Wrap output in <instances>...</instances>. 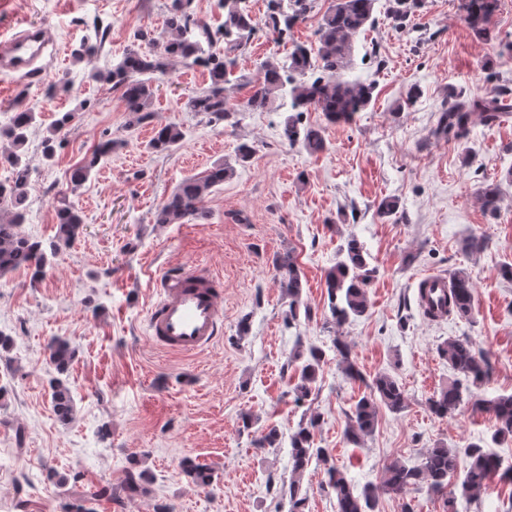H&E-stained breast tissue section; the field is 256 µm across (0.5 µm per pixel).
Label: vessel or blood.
I'll use <instances>...</instances> for the list:
<instances>
[{
  "mask_svg": "<svg viewBox=\"0 0 512 512\" xmlns=\"http://www.w3.org/2000/svg\"><path fill=\"white\" fill-rule=\"evenodd\" d=\"M50 43L48 31L31 26L0 42V74L38 79L40 64ZM423 307L435 308L448 292V279L427 275L420 279ZM157 297L148 311L147 330L161 349L196 354L211 348L224 326V281L221 276L197 267H184L164 274L156 284Z\"/></svg>",
  "mask_w": 512,
  "mask_h": 512,
  "instance_id": "vessel-or-blood-1",
  "label": "vessel or blood"
}]
</instances>
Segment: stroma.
<instances>
[{
	"mask_svg": "<svg viewBox=\"0 0 512 512\" xmlns=\"http://www.w3.org/2000/svg\"><path fill=\"white\" fill-rule=\"evenodd\" d=\"M269 0H246L256 30L240 52L236 74L246 82L227 92L239 105L252 92L261 62L283 58L295 45L318 46V28L330 0H315L308 18L287 40L266 33ZM168 0H0V41L17 30L47 29L59 55L38 83L0 76V113L18 96L39 103V117L25 148L30 169L23 227L49 242L56 232L55 195L66 190L71 168L89 160L105 138L120 141L107 164L69 196L84 217V230L40 281L20 268L0 276V333L13 346L0 359V512H60L82 502L87 512H288L281 489L291 478L287 447L261 448L262 430L291 434L315 415L317 446L329 449L355 485L378 482L384 463L420 464L429 448L485 444L512 466V441H493L491 414L463 405L439 418L429 402L456 379L439 348L469 337L491 357L490 378L476 397L512 394V114L476 125L461 141L434 130L449 95L467 100L493 90L512 92V0H501L494 18L499 36L478 38L463 22L459 0H411L395 19L394 0H377L375 23L352 38L345 79L373 85L371 104L352 123H327L323 113H302V124L324 129L327 148L308 154L282 142L286 117L281 98L262 112L238 113L232 126H212L189 112L188 95L208 87L207 69L171 61L152 109L160 121L182 124L187 138L170 153L146 144L151 125H131L119 91L91 80L72 49L97 45L95 65L106 68L135 48L138 29L162 30ZM70 80L73 91L45 97L48 84ZM420 96L405 100L411 87ZM65 112L73 113L53 159L42 140ZM250 145L246 164L237 148ZM235 173L204 202L208 217L158 224L156 207L184 178L214 163ZM498 184L496 211L480 193ZM399 210L378 213L382 199ZM367 249L375 274L367 312L345 324L331 319L325 275L349 235ZM486 237L468 252L469 237ZM294 250L304 282V314L288 318V300L275 278L273 258ZM192 264L224 279V334L208 350L183 356L150 340L146 316L166 272ZM462 270L474 283L469 319L425 317L417 292L421 277ZM69 340L76 354L64 374L48 359L52 338ZM342 338L362 372L347 379L331 347ZM317 345L328 356L317 388L305 400L292 391L298 369L290 359L298 345ZM387 373L408 395L400 413L379 409L374 432L357 445L344 438L346 414L366 395V379ZM63 376L75 415L60 423L51 405L50 381ZM250 413L251 429L239 418ZM24 443H17V430ZM207 468L209 488L184 472L186 460ZM148 470L151 493L107 507L95 498L103 484L120 483L129 469ZM81 473L83 495L57 485L56 475ZM26 494H18L19 485ZM459 512H512V485L492 478Z\"/></svg>",
	"mask_w": 512,
	"mask_h": 512,
	"instance_id": "35a3bbf8",
	"label": "stroma"
}]
</instances>
